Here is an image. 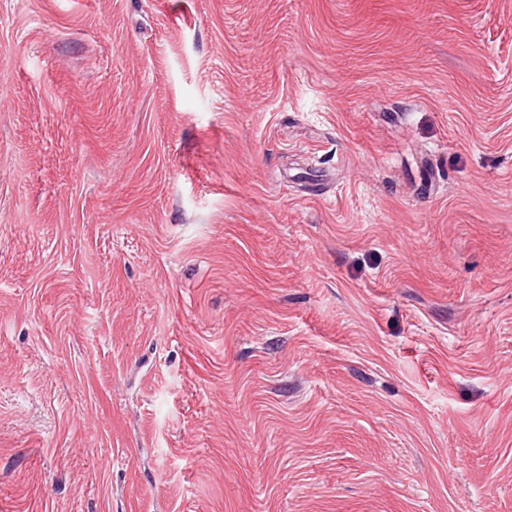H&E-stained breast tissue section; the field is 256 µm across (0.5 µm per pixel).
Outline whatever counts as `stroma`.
<instances>
[{
    "label": "stroma",
    "instance_id": "stroma-1",
    "mask_svg": "<svg viewBox=\"0 0 512 512\" xmlns=\"http://www.w3.org/2000/svg\"><path fill=\"white\" fill-rule=\"evenodd\" d=\"M0 512H512V0H0Z\"/></svg>",
    "mask_w": 512,
    "mask_h": 512
}]
</instances>
